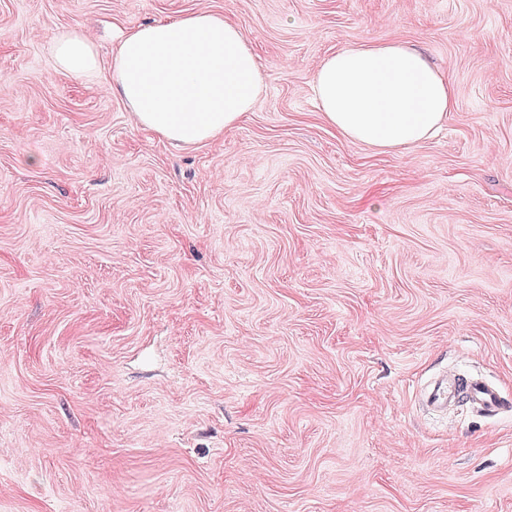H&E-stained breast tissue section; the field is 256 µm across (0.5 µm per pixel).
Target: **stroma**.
I'll use <instances>...</instances> for the list:
<instances>
[{"label": "stroma", "instance_id": "stroma-1", "mask_svg": "<svg viewBox=\"0 0 512 512\" xmlns=\"http://www.w3.org/2000/svg\"><path fill=\"white\" fill-rule=\"evenodd\" d=\"M202 9L264 76L213 144L48 53ZM392 40L457 107L377 154L312 83ZM0 400V512H512V0H0ZM463 392L467 394L472 404L483 410H497L502 406V396L496 387L480 379L462 380L457 376L435 382L428 391L425 403L430 409H447L448 405L458 402Z\"/></svg>", "mask_w": 512, "mask_h": 512}]
</instances>
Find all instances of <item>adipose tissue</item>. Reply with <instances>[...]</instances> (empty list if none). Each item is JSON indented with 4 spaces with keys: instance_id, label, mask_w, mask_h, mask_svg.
<instances>
[{
    "instance_id": "obj_1",
    "label": "adipose tissue",
    "mask_w": 512,
    "mask_h": 512,
    "mask_svg": "<svg viewBox=\"0 0 512 512\" xmlns=\"http://www.w3.org/2000/svg\"><path fill=\"white\" fill-rule=\"evenodd\" d=\"M49 53L67 74L107 71L142 129L184 147L221 139L253 111L263 88L255 50L214 11L122 29L106 69L76 27L59 32ZM313 94L329 127L380 154L429 139L456 104L449 77L402 41L337 49L318 68Z\"/></svg>"
}]
</instances>
